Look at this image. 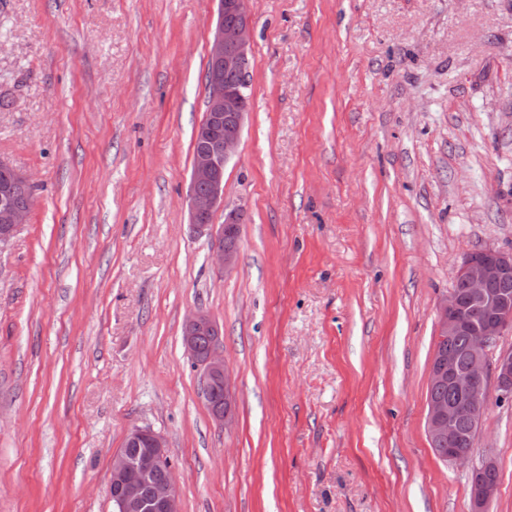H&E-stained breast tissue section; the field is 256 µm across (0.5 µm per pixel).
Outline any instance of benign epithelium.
<instances>
[{"label":"benign epithelium","mask_w":512,"mask_h":512,"mask_svg":"<svg viewBox=\"0 0 512 512\" xmlns=\"http://www.w3.org/2000/svg\"><path fill=\"white\" fill-rule=\"evenodd\" d=\"M252 38L247 0H220L209 41L208 112L196 132L209 137L222 124L224 137L193 152L187 195L190 224L200 233L212 232L213 225L204 218L213 216L224 205V170L238 150L247 114L243 87L224 86V75L237 73L247 80L246 63ZM17 182L30 184L32 178L0 159V248L27 223L30 214L31 204H20L13 197ZM201 185L207 186V191H199ZM240 234L238 213L226 211L211 255L212 261L226 271L236 267L238 250L224 246V236L238 238ZM511 280L512 251L485 248L467 252L455 272L453 288L437 305L438 339H450L467 328L469 365L465 370L459 369L457 353L450 347L439 344L433 352L429 386L448 384L458 398H428L425 427L432 446L440 439L446 438L450 444L455 441V419L460 414L468 417L473 432H480L489 409V390L512 397V351L500 353L493 361L489 359L491 346L503 329L512 324V293L502 287ZM460 287L464 288L462 294L458 292ZM183 329L184 348L200 370L202 386L215 381L224 383V409L215 413L214 418L226 426L232 422L231 395L220 323L210 313L198 309L185 318ZM202 331L213 336V344L205 353L195 340ZM127 440L143 442L146 448L136 455L124 448L113 454L109 481L113 512H180L179 484L165 436L149 427H134ZM160 468L165 469V478L153 483L150 496H144V485ZM497 471V462L489 454L471 469L470 512H487V506L499 492Z\"/></svg>","instance_id":"benign-epithelium-1"}]
</instances>
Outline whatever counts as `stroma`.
<instances>
[{
    "label": "stroma",
    "mask_w": 512,
    "mask_h": 512,
    "mask_svg": "<svg viewBox=\"0 0 512 512\" xmlns=\"http://www.w3.org/2000/svg\"><path fill=\"white\" fill-rule=\"evenodd\" d=\"M251 108L224 171L238 264L188 223L216 0H0V512H113L161 432L181 512H469L426 431L437 304L512 250V0H248ZM216 316L233 422L182 342ZM512 512V398L489 394ZM0 249L7 245L22 224H26L33 200L34 187L29 174L15 169L8 161L0 159ZM16 182H24L16 187V198L13 197V186ZM26 203V204H25ZM241 219L236 211L225 209L224 224L219 228L216 234V240L212 248V261L224 267V271L232 270L236 267L238 262V250L233 246L238 245L232 237H225L224 235H232L240 238L241 234ZM227 246V247H224Z\"/></svg>",
    "instance_id": "obj_1"
}]
</instances>
